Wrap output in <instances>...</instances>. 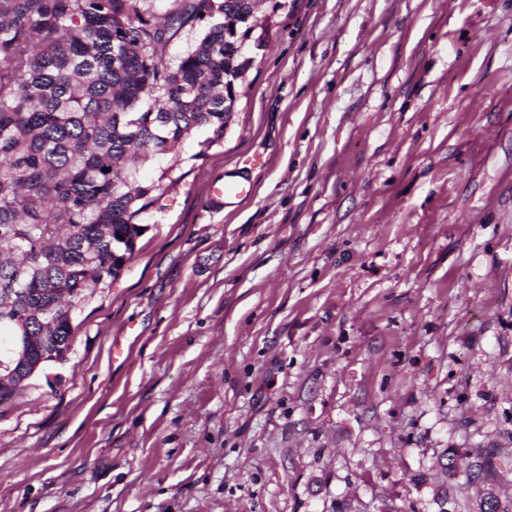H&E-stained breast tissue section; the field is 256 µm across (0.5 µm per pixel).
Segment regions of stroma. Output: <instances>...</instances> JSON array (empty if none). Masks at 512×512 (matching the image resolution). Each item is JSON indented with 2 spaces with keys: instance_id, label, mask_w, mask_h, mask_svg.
<instances>
[{
  "instance_id": "stroma-1",
  "label": "stroma",
  "mask_w": 512,
  "mask_h": 512,
  "mask_svg": "<svg viewBox=\"0 0 512 512\" xmlns=\"http://www.w3.org/2000/svg\"><path fill=\"white\" fill-rule=\"evenodd\" d=\"M257 16L223 137L145 164L162 209L0 406V512L512 501V0ZM248 178L243 172H238L236 176H229L224 180L222 187L212 186L210 199L213 204L227 205L229 201L239 198H245L250 190L247 189Z\"/></svg>"
}]
</instances>
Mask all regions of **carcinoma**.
Wrapping results in <instances>:
<instances>
[{"instance_id": "cac0c4a2", "label": "carcinoma", "mask_w": 512, "mask_h": 512, "mask_svg": "<svg viewBox=\"0 0 512 512\" xmlns=\"http://www.w3.org/2000/svg\"><path fill=\"white\" fill-rule=\"evenodd\" d=\"M156 2L0 0V404L66 360L79 305L162 209L167 171L143 186L140 169L197 128L224 135L256 0ZM202 23L178 63L163 57ZM8 336L34 337L27 362L4 353ZM203 35V27L183 28L164 48L166 58L176 60Z\"/></svg>"}]
</instances>
